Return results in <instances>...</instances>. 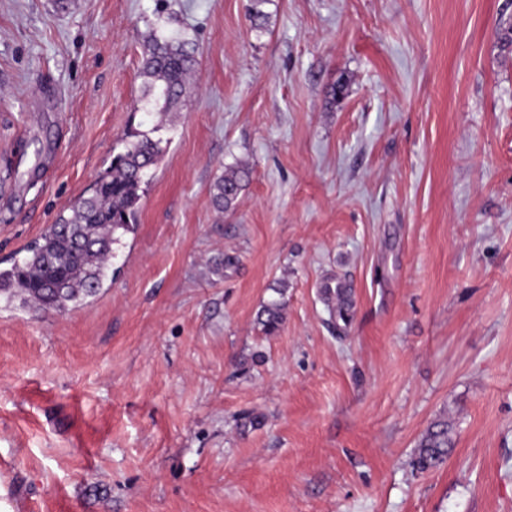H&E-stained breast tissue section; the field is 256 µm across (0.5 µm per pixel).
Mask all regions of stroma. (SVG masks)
<instances>
[{"instance_id": "stroma-1", "label": "stroma", "mask_w": 512, "mask_h": 512, "mask_svg": "<svg viewBox=\"0 0 512 512\" xmlns=\"http://www.w3.org/2000/svg\"><path fill=\"white\" fill-rule=\"evenodd\" d=\"M250 7L0 0V264L164 149L90 304L0 302V512H512V0ZM160 21L198 65L150 120ZM250 175V169L242 166L225 170L224 176H221L214 185V206L221 211L234 208L240 192L249 182ZM284 291V288H275L274 292L277 293L280 298L273 299L264 304L257 314V323L261 326L264 335H274L279 331L284 322L285 303L281 300ZM448 457V424H434L420 442L415 465L420 470H428L442 464Z\"/></svg>"}]
</instances>
